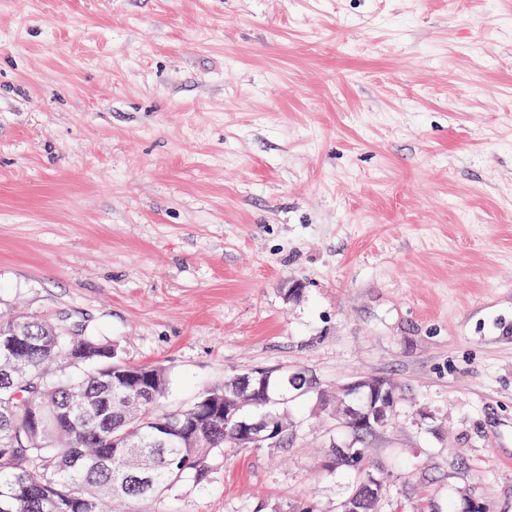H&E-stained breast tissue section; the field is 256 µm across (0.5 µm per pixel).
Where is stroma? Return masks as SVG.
Instances as JSON below:
<instances>
[{
	"label": "stroma",
	"mask_w": 512,
	"mask_h": 512,
	"mask_svg": "<svg viewBox=\"0 0 512 512\" xmlns=\"http://www.w3.org/2000/svg\"><path fill=\"white\" fill-rule=\"evenodd\" d=\"M18 312L162 365L171 410L261 368L394 381L384 512H512V0H0ZM288 411L130 512H340L350 432Z\"/></svg>",
	"instance_id": "stroma-1"
}]
</instances>
